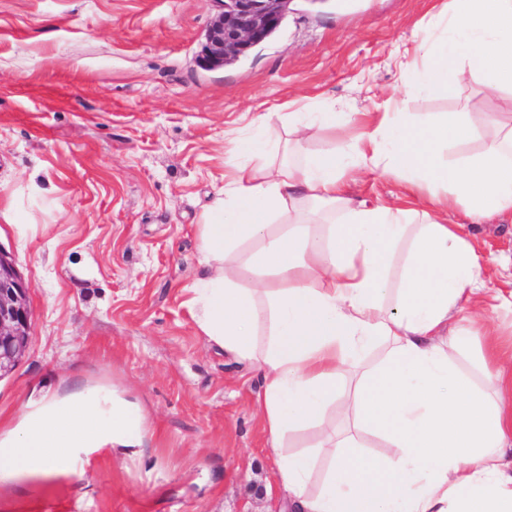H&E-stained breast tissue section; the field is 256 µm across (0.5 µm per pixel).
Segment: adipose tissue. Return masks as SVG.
I'll return each mask as SVG.
<instances>
[{
  "label": "adipose tissue",
  "mask_w": 512,
  "mask_h": 512,
  "mask_svg": "<svg viewBox=\"0 0 512 512\" xmlns=\"http://www.w3.org/2000/svg\"><path fill=\"white\" fill-rule=\"evenodd\" d=\"M419 91L473 81L512 87V0H453ZM481 141L478 159L449 162V142ZM396 181L418 206L374 207L343 186L361 170ZM472 222L512 213V114L448 112L426 123L382 113L371 130L311 157L238 164L196 226L202 272L189 304L199 335L255 366L271 448L281 450L283 512H512V357L494 359L473 387L451 355L494 346L478 284L481 258L448 213ZM256 251H243L245 242ZM466 323L449 329L452 319ZM383 363L350 375L368 350ZM352 424L330 430L332 408ZM311 423L329 469L283 447ZM382 435L380 460L360 455ZM140 415L116 392L90 387L26 406L0 433V481L69 475L81 455L141 447Z\"/></svg>",
  "instance_id": "obj_1"
}]
</instances>
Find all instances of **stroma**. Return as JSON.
<instances>
[{"label": "stroma", "mask_w": 512, "mask_h": 512, "mask_svg": "<svg viewBox=\"0 0 512 512\" xmlns=\"http://www.w3.org/2000/svg\"><path fill=\"white\" fill-rule=\"evenodd\" d=\"M450 0H293L280 29L239 62L199 55L215 0H0V246L29 288L32 342L0 380V431L24 407L84 387L116 390L146 418L128 458L101 448L72 475L0 484V512H274L278 459L257 409L259 374L209 346L190 315L201 273L195 224L269 110L333 108L415 122L512 113V88L480 84L390 101L422 69L400 67ZM347 192L414 206L365 171ZM486 291H512V214L459 211Z\"/></svg>", "instance_id": "35a3bbf8"}]
</instances>
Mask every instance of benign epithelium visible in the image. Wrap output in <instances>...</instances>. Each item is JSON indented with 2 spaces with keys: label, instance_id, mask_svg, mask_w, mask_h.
I'll use <instances>...</instances> for the list:
<instances>
[{
  "label": "benign epithelium",
  "instance_id": "1",
  "mask_svg": "<svg viewBox=\"0 0 512 512\" xmlns=\"http://www.w3.org/2000/svg\"><path fill=\"white\" fill-rule=\"evenodd\" d=\"M218 13L205 37L199 63L225 65L264 43L283 23L292 0H214ZM33 310L13 255L0 247V379L19 365L31 343Z\"/></svg>",
  "mask_w": 512,
  "mask_h": 512
}]
</instances>
